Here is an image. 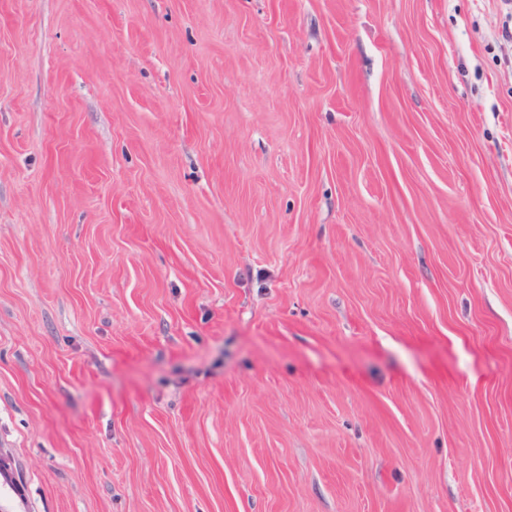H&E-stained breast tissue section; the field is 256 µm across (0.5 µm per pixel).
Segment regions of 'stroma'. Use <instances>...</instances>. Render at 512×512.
<instances>
[{
    "instance_id": "stroma-1",
    "label": "stroma",
    "mask_w": 512,
    "mask_h": 512,
    "mask_svg": "<svg viewBox=\"0 0 512 512\" xmlns=\"http://www.w3.org/2000/svg\"><path fill=\"white\" fill-rule=\"evenodd\" d=\"M512 0H0V512H512Z\"/></svg>"
}]
</instances>
